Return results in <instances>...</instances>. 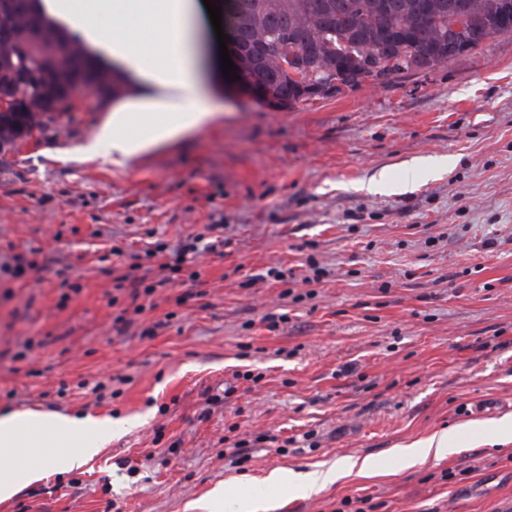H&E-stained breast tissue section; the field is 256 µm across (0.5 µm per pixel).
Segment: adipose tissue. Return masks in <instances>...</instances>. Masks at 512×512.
Returning a JSON list of instances; mask_svg holds the SVG:
<instances>
[{
    "label": "adipose tissue",
    "mask_w": 512,
    "mask_h": 512,
    "mask_svg": "<svg viewBox=\"0 0 512 512\" xmlns=\"http://www.w3.org/2000/svg\"><path fill=\"white\" fill-rule=\"evenodd\" d=\"M45 10L78 35L94 55L116 66L134 96L107 104L82 153L125 167L136 158L222 118L210 103L195 34L205 24L202 0H44ZM462 430L444 429L397 449L403 467L442 458L458 446ZM112 438V422L35 410L0 416V501L39 481L50 470L84 466ZM369 459L348 457L311 472L301 491L319 492L357 472L377 473Z\"/></svg>",
    "instance_id": "1"
}]
</instances>
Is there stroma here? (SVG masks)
<instances>
[{
	"label": "stroma",
	"instance_id": "35a3bbf8",
	"mask_svg": "<svg viewBox=\"0 0 512 512\" xmlns=\"http://www.w3.org/2000/svg\"><path fill=\"white\" fill-rule=\"evenodd\" d=\"M210 81L223 119L129 167L81 154L91 93L0 164V414L112 421L85 467L0 512H194L216 486L350 456L379 474L264 489L269 512H512V442L410 469L394 454L512 416V38L287 111ZM189 239L174 282L118 287L129 251ZM311 257L326 274L304 284ZM247 370L259 382L234 380Z\"/></svg>",
	"mask_w": 512,
	"mask_h": 512
}]
</instances>
